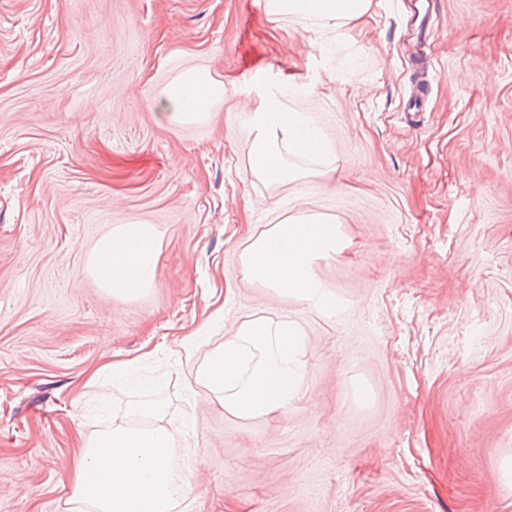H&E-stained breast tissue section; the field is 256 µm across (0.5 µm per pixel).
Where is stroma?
I'll return each mask as SVG.
<instances>
[{
    "label": "stroma",
    "instance_id": "35a3bbf8",
    "mask_svg": "<svg viewBox=\"0 0 512 512\" xmlns=\"http://www.w3.org/2000/svg\"><path fill=\"white\" fill-rule=\"evenodd\" d=\"M265 0H0V512H69L79 435L147 399L89 374L138 359L192 418L175 469L192 512H512V0H372L335 38ZM205 67L210 121L160 91ZM332 146L312 177L251 168L271 97ZM335 220L317 278L339 308L248 283L240 254L276 216ZM156 225V286L106 296L88 256ZM301 323L305 387L242 420L193 398L185 337L250 314Z\"/></svg>",
    "mask_w": 512,
    "mask_h": 512
}]
</instances>
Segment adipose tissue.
I'll return each mask as SVG.
<instances>
[{"label": "adipose tissue", "instance_id": "obj_1", "mask_svg": "<svg viewBox=\"0 0 512 512\" xmlns=\"http://www.w3.org/2000/svg\"><path fill=\"white\" fill-rule=\"evenodd\" d=\"M369 6L370 0H265L270 15L314 19L337 35ZM160 96L169 121L198 123L208 120L223 100L224 84L208 69L194 67L166 84ZM250 132L252 171L273 185L306 177L296 160L330 153L328 139L312 125L309 114L284 109L276 98L255 114ZM161 247L162 236L154 225L119 224L96 242L88 269L106 294L132 299L154 287ZM338 248L335 222L302 210L249 236L241 253L243 274L279 296L332 315L336 296L315 277L313 266ZM305 344L298 322L246 317L214 345L188 342V355L201 357L190 388L242 420L286 410L305 382ZM128 413V419L113 421L109 431L83 438L68 497L74 512H175L180 494L189 493V473H176L172 466L183 427L172 425L159 401L133 403Z\"/></svg>", "mask_w": 512, "mask_h": 512}]
</instances>
